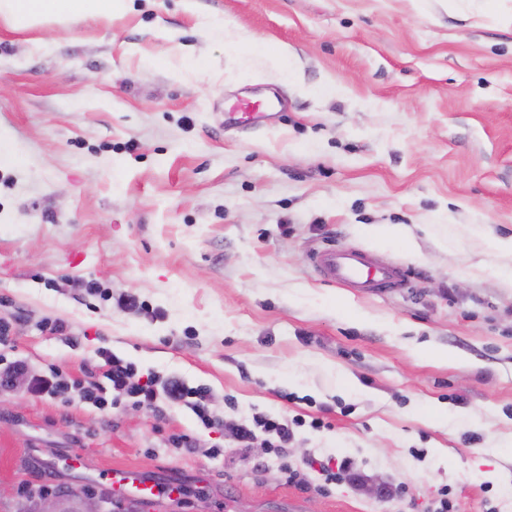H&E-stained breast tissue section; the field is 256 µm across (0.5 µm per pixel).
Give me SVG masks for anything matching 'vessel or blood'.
Returning a JSON list of instances; mask_svg holds the SVG:
<instances>
[{
	"label": "vessel or blood",
	"mask_w": 512,
	"mask_h": 512,
	"mask_svg": "<svg viewBox=\"0 0 512 512\" xmlns=\"http://www.w3.org/2000/svg\"><path fill=\"white\" fill-rule=\"evenodd\" d=\"M314 264L325 281L363 292L393 288L406 278L400 266L361 250L329 248L315 255Z\"/></svg>",
	"instance_id": "obj_1"
}]
</instances>
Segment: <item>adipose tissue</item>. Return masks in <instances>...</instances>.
<instances>
[{"mask_svg": "<svg viewBox=\"0 0 512 512\" xmlns=\"http://www.w3.org/2000/svg\"><path fill=\"white\" fill-rule=\"evenodd\" d=\"M131 0H0V19L18 30L62 25L76 18L109 17L128 10Z\"/></svg>", "mask_w": 512, "mask_h": 512, "instance_id": "1", "label": "adipose tissue"}]
</instances>
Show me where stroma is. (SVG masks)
<instances>
[{
    "mask_svg": "<svg viewBox=\"0 0 512 512\" xmlns=\"http://www.w3.org/2000/svg\"><path fill=\"white\" fill-rule=\"evenodd\" d=\"M245 98L265 117L229 123ZM0 136V354L28 369L0 385V512L118 469L185 486L164 512H430L443 488L454 512H512V285L488 274L512 255L483 243L512 237V0H133L0 21ZM387 224L404 242L378 240ZM333 245L408 279L328 283L312 255ZM127 292L143 311L117 307ZM55 320L65 333L42 330ZM101 348L206 387L220 417L306 424L279 458L180 404L29 391L53 368L84 379ZM344 460L352 479L326 482ZM133 0H1L0 19L18 30L62 25L76 18L112 17Z\"/></svg>",
    "mask_w": 512,
    "mask_h": 512,
    "instance_id": "1",
    "label": "stroma"
}]
</instances>
